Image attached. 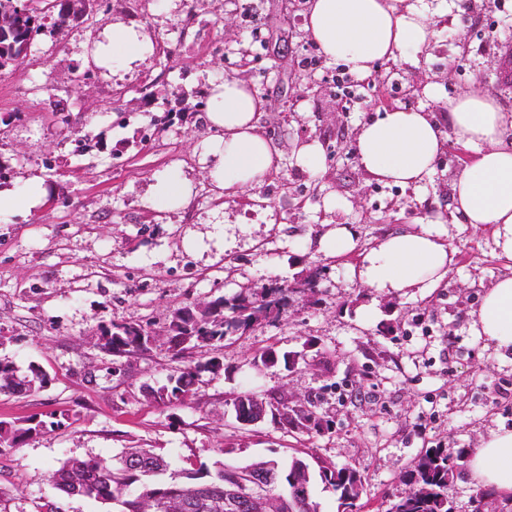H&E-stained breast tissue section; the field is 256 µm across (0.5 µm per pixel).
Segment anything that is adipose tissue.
<instances>
[{"label":"adipose tissue","instance_id":"ef3b65f1","mask_svg":"<svg viewBox=\"0 0 512 512\" xmlns=\"http://www.w3.org/2000/svg\"><path fill=\"white\" fill-rule=\"evenodd\" d=\"M431 15L427 5L401 7L397 0H309L305 29L328 61L367 76L375 64L398 61L406 48L429 43ZM149 50L140 27L117 22L91 57L95 66L110 70L142 60ZM263 107L242 80L213 84L206 119L224 136L205 145L201 161L217 191L244 190L277 169L279 156L257 127ZM445 108L456 143L472 152L452 183L454 212L464 223L491 228L498 257L512 262V115L477 90L448 98ZM442 145L435 115L423 108H386L357 135L363 169L380 183L400 187H420L434 172ZM45 197L38 176L20 189L0 188V216L30 214ZM453 261L447 243L424 227L386 236L352 274L379 291L423 293L444 279ZM471 328L496 350L512 352V276L490 285L471 314ZM468 467L475 489L512 496V430L483 440Z\"/></svg>","mask_w":512,"mask_h":512}]
</instances>
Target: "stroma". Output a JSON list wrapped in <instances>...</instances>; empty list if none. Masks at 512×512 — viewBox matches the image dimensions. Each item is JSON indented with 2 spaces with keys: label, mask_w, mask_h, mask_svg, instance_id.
<instances>
[{
  "label": "stroma",
  "mask_w": 512,
  "mask_h": 512,
  "mask_svg": "<svg viewBox=\"0 0 512 512\" xmlns=\"http://www.w3.org/2000/svg\"><path fill=\"white\" fill-rule=\"evenodd\" d=\"M307 0H207L185 24L182 0H109L108 10L34 44L0 70V167L8 187L37 175L47 190L27 217L0 218V359L20 373L37 365L44 387L0 394V420L55 417L56 427L0 454V512H105L104 504L50 490L68 458L150 448L173 461L287 460L305 452L356 468L360 512H379L403 491L402 475L429 448L454 467V512H473L470 452L512 429V354L474 336L472 311L512 274L490 230L452 213V182L464 154L447 138L420 188L377 182L360 166V124L400 105L440 112V100L476 89L512 113V0H443L433 39L380 65L348 92L343 64L321 58L304 30ZM135 23L152 53L101 73L74 93L84 56L112 23ZM238 78L265 102L259 128L280 168L253 188L217 194L200 162L215 132L197 104L210 85ZM154 85L153 97L140 91ZM436 86L428 97L427 86ZM64 95V115L45 102ZM320 144L309 173L297 148ZM53 169H46L45 160ZM179 173L194 186L167 212L147 202L152 185ZM439 229L454 262L425 294H386L350 274L387 235ZM347 226L356 246L328 256L318 240ZM318 275L319 294L293 297L279 322L194 350L214 361L193 395L165 405L149 395L184 367L157 342L122 356L101 333L114 322H150L163 333L185 302L211 300L272 280ZM375 319L365 323L364 313ZM269 347L302 352L293 371L261 365ZM288 393L313 401L330 428L302 433L236 421L233 397Z\"/></svg>",
  "instance_id": "35a3bbf8"
}]
</instances>
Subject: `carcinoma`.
<instances>
[{
    "instance_id": "obj_1",
    "label": "carcinoma",
    "mask_w": 512,
    "mask_h": 512,
    "mask_svg": "<svg viewBox=\"0 0 512 512\" xmlns=\"http://www.w3.org/2000/svg\"><path fill=\"white\" fill-rule=\"evenodd\" d=\"M106 0H0V69L23 58L44 37L56 33L100 9ZM303 288L285 281L272 282L247 293L220 296L208 302H190L176 309L165 337L176 354L204 348L243 334L263 322L273 323L288 306L290 295ZM104 348L114 356H122L149 342V325L114 322L103 335ZM300 354L269 349L260 355L264 366L282 365L287 371L298 365ZM207 364L198 363L155 390L156 399L164 401L167 393L189 395L184 385L204 371ZM30 374L21 378L12 364L0 361V393L17 389L32 390L47 382L46 375L32 365ZM291 428L302 432L322 428V420L312 410L288 415ZM57 422L38 420L28 423L0 421V453L17 447L27 438L38 435ZM136 462L123 460L117 454L102 465V459H67L51 469L52 489L75 495L78 487L88 489L84 497L110 504L114 512H261L260 503L242 502L228 509L224 489L246 481L250 464L215 463V469L171 468L170 462L150 449L134 452ZM278 466V480L272 489L281 500L280 512H320L312 497L293 489V482L310 485L318 477L325 487L337 495L338 512H353L362 493V480L357 470L324 461L316 462L317 470L297 456ZM453 469L448 455L440 448H428L403 475L405 490L396 496L386 512H452L448 490Z\"/></svg>"
}]
</instances>
